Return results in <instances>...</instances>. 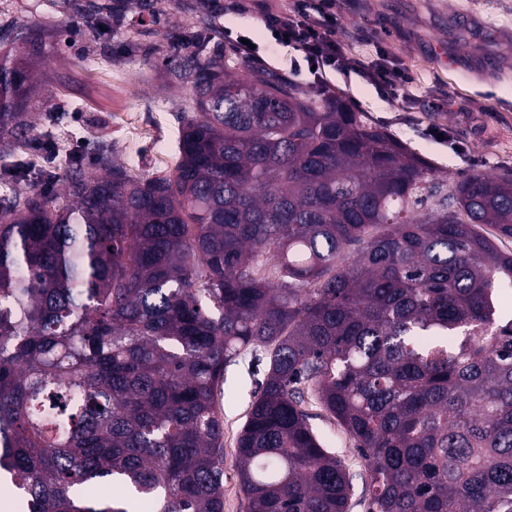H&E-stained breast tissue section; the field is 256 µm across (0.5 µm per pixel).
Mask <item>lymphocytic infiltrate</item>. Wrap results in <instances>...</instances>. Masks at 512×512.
<instances>
[{
  "label": "lymphocytic infiltrate",
  "mask_w": 512,
  "mask_h": 512,
  "mask_svg": "<svg viewBox=\"0 0 512 512\" xmlns=\"http://www.w3.org/2000/svg\"><path fill=\"white\" fill-rule=\"evenodd\" d=\"M262 14L264 31L252 44L242 42L241 33L225 30L224 41L249 62L263 65L276 54L277 48L288 47L297 51L291 59V71L302 66L312 67L314 84L329 87L333 75L358 76L382 95L401 103L402 111H411V100L400 92L410 78L404 68L381 47L375 48L365 59L347 58L338 37L340 13L337 0H287L280 9H270L265 0H224L228 14H243L250 7Z\"/></svg>",
  "instance_id": "lymphocytic-infiltrate-1"
}]
</instances>
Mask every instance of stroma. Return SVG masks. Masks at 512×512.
<instances>
[{"instance_id": "obj_1", "label": "stroma", "mask_w": 512, "mask_h": 512, "mask_svg": "<svg viewBox=\"0 0 512 512\" xmlns=\"http://www.w3.org/2000/svg\"><path fill=\"white\" fill-rule=\"evenodd\" d=\"M205 0H123L116 25L98 37L83 36L74 0H0V23L21 25L45 43L48 57L30 110L36 126L24 150L35 167L65 176L72 160L96 166V147L111 144L114 158L139 177L174 174L173 141L189 114L187 88L167 63L186 51V37L200 21L212 24L207 51L224 47L223 25L261 27L252 13L220 19L206 13ZM341 33L351 56H368L371 38L407 69L415 98L412 119L359 78L337 81L335 92L368 123L409 146L436 169L440 179L512 171V0H339ZM461 24L489 44L477 52L453 40ZM109 60L111 71L97 68ZM447 127L452 143L424 135L428 124ZM60 152L46 160L40 142ZM262 375L244 351L224 369L216 401L224 420V512H249L242 490L236 441ZM309 424L326 448L353 473L349 512H365L364 461L354 442L317 403L306 404Z\"/></svg>"}]
</instances>
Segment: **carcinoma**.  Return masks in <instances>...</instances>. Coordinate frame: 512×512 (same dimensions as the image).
Segmentation results:
<instances>
[{
  "mask_svg": "<svg viewBox=\"0 0 512 512\" xmlns=\"http://www.w3.org/2000/svg\"><path fill=\"white\" fill-rule=\"evenodd\" d=\"M2 42L19 49L0 57L9 157L40 46L5 25ZM168 67L193 104L173 176L133 177L102 147L64 196L0 198V470L20 509L224 512L215 392L253 348L268 369L237 439L249 512H349L308 398L364 460L366 512H512V253L481 232L512 238V173L447 184L341 99L237 75L221 52Z\"/></svg>",
  "mask_w": 512,
  "mask_h": 512,
  "instance_id": "cac0c4a2",
  "label": "carcinoma"
}]
</instances>
